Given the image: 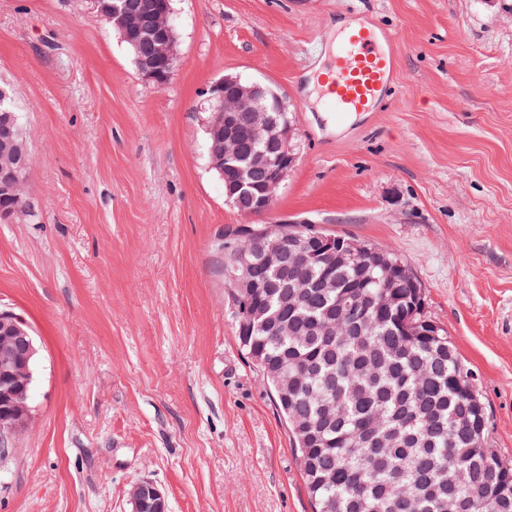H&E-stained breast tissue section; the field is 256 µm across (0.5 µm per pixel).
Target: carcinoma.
Segmentation results:
<instances>
[{"mask_svg": "<svg viewBox=\"0 0 512 512\" xmlns=\"http://www.w3.org/2000/svg\"><path fill=\"white\" fill-rule=\"evenodd\" d=\"M327 273L338 288L310 287L290 301V277L261 270L251 302L288 319L297 335L260 325L238 336L273 390L315 512H407L419 500L426 512H444L450 495L465 512H512V465L485 447V436L453 427L474 386L448 336L422 335L427 317L407 299L379 310L389 274L373 256L300 270L312 284ZM346 295L359 306L352 315L341 309ZM285 372L302 383L282 391L277 375ZM450 452L470 484L448 472Z\"/></svg>", "mask_w": 512, "mask_h": 512, "instance_id": "cac0c4a2", "label": "carcinoma"}]
</instances>
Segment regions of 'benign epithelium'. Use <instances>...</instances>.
<instances>
[{"mask_svg":"<svg viewBox=\"0 0 512 512\" xmlns=\"http://www.w3.org/2000/svg\"><path fill=\"white\" fill-rule=\"evenodd\" d=\"M93 10L107 13L120 38L135 53L140 75L158 87L172 77L171 67L178 61L177 37L169 0H154L141 5L135 0H90ZM209 166L226 183L228 194H248L252 206L244 213L252 217L271 209L277 191L296 165L294 140L296 125L286 116L283 97L271 86L249 82L239 76L226 75L209 89ZM263 144L265 151L248 166L230 174L233 160L240 156L242 133ZM28 146L21 138L16 118L10 112L0 114V210L10 217L23 213ZM229 241L246 239L249 250L234 253L229 277L240 299L257 285V269H280L284 260L291 265L318 263L330 268L347 263L366 251L363 243L351 239L336 249V235L315 225L277 228L240 225L225 234ZM12 346L0 349V442L20 429L29 417L28 364L36 353L33 337L18 315L0 311V339ZM131 512H167V501L150 480L132 485L128 493Z\"/></svg>","mask_w":512,"mask_h":512,"instance_id":"obj_1","label":"benign epithelium"}]
</instances>
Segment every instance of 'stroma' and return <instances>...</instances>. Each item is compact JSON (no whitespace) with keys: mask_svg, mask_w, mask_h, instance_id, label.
I'll list each match as a JSON object with an SVG mask.
<instances>
[{"mask_svg":"<svg viewBox=\"0 0 512 512\" xmlns=\"http://www.w3.org/2000/svg\"><path fill=\"white\" fill-rule=\"evenodd\" d=\"M179 66L146 81L90 0H0V81L28 140L26 214L0 218V309L37 355L0 457V512H312L292 436L242 350L205 153L208 90L277 88L298 161L262 224L395 252L512 463V0H172ZM392 30V99L329 126L310 87L337 23ZM131 512H167V501L161 490L150 480L132 485L128 493Z\"/></svg>","mask_w":512,"mask_h":512,"instance_id":"1","label":"stroma"}]
</instances>
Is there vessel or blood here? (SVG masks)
Masks as SVG:
<instances>
[{"label": "vessel or blood", "mask_w": 512, "mask_h": 512, "mask_svg": "<svg viewBox=\"0 0 512 512\" xmlns=\"http://www.w3.org/2000/svg\"><path fill=\"white\" fill-rule=\"evenodd\" d=\"M392 42V32L369 25L343 36L324 91L338 115L369 111L386 91L395 69Z\"/></svg>", "instance_id": "1"}]
</instances>
